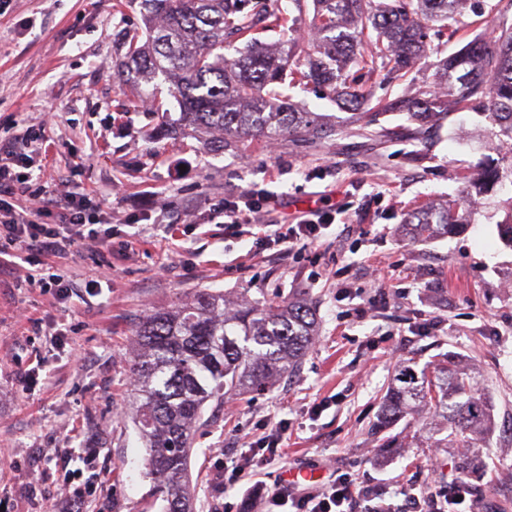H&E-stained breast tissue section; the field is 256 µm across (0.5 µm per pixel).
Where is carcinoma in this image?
<instances>
[{"label": "carcinoma", "mask_w": 512, "mask_h": 512, "mask_svg": "<svg viewBox=\"0 0 512 512\" xmlns=\"http://www.w3.org/2000/svg\"><path fill=\"white\" fill-rule=\"evenodd\" d=\"M246 0H139L148 22L146 38L123 33L124 56L115 62L123 80L141 88L160 109L150 84H169L180 115L170 133L189 129L212 152L228 138L263 137L283 141L324 131L309 112L294 110L278 87L313 83L341 97L363 118L365 92L348 82L354 66L406 71L426 49L425 23L455 18L462 0H313L315 46L295 68L289 54L270 51L224 59V39L243 38L255 27L243 12ZM372 24L376 41L361 50L357 33ZM438 85L457 91L458 104L488 112L498 122L497 137L512 142V27L491 40L448 58ZM433 93L414 102L413 116L441 107ZM486 175L487 188L512 191V160ZM419 234L432 235L455 224H469L468 210L447 205L421 208L411 216ZM314 312L301 298L279 303H243L226 309L224 296L199 293L194 302L147 318L137 331L139 352L132 365L136 387L132 420L144 442L145 466L157 482L167 512H194L189 484L192 429L206 404L264 389L299 366L314 331ZM406 380L383 397L378 426L387 429L420 407L448 425V447L469 448L472 436L489 427L492 406L475 377L454 361L432 377L403 373Z\"/></svg>", "instance_id": "obj_1"}]
</instances>
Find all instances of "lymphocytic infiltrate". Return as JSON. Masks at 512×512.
<instances>
[{"label": "lymphocytic infiltrate", "mask_w": 512, "mask_h": 512, "mask_svg": "<svg viewBox=\"0 0 512 512\" xmlns=\"http://www.w3.org/2000/svg\"><path fill=\"white\" fill-rule=\"evenodd\" d=\"M30 161V154L16 150L12 142H0V255L49 256L80 248L85 240L83 229L99 223L100 208L91 199L70 192L31 191L23 172ZM277 202V194L250 189L225 197L223 207L215 209L212 217L229 225L251 224L258 215L272 214ZM346 211V206L323 199L320 207L297 216L286 227L258 233L254 251L273 249L285 256L308 248ZM50 213L56 214L57 223H43V216ZM399 494V499H386L339 475L312 492L274 488L266 495V508L267 512H355L364 502L366 512H441L440 492L417 491L408 485Z\"/></svg>", "instance_id": "lymphocytic-infiltrate-1"}]
</instances>
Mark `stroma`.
Returning a JSON list of instances; mask_svg holds the SVG:
<instances>
[{"label":"stroma","instance_id":"35a3bbf8","mask_svg":"<svg viewBox=\"0 0 512 512\" xmlns=\"http://www.w3.org/2000/svg\"><path fill=\"white\" fill-rule=\"evenodd\" d=\"M266 14L286 12L287 27H257L262 44L292 43L300 58L311 42L312 8L293 0H256ZM512 23V0H465L451 29L427 30L425 57L396 74L384 67L359 77L368 118L354 121L341 100L314 85L283 84L298 109L315 113L326 134L303 136L269 153L261 140H229L220 154L193 134L161 133L179 107L141 109V99L112 76L120 30L144 31L136 0H0V140L54 113L30 170L31 190L66 184L112 209L95 225L111 246L39 257L40 267L75 283L57 301L26 280L29 264L0 268V469L5 512H48L60 500L64 471L47 466L58 448H96V492L80 512H164L144 466V443L130 416V364L145 318L192 302L199 292L226 303L308 299L316 310L312 344L295 374L261 393L207 405L190 458L195 512H251L242 488H274L290 472L331 475L394 492L407 482L448 485L467 478L475 512H512V247L498 226L512 194L477 196L485 159L504 152L484 117L452 109L412 119L414 98L431 90L441 60ZM279 195L274 213L288 223L335 194L346 222L312 247L283 257L249 258V233L212 222L225 195L245 189ZM474 210L473 223L422 238L407 219L448 202ZM165 212L166 221L144 220ZM134 251L123 257L122 243ZM67 331L54 346L55 324ZM472 371L494 409L490 431L472 448H448L443 424L427 412L392 429L402 440L378 454L374 423L401 366L433 371L448 354ZM40 372L20 383L18 372ZM286 429L283 459L258 475L221 483L245 437Z\"/></svg>","mask_w":512,"mask_h":512}]
</instances>
